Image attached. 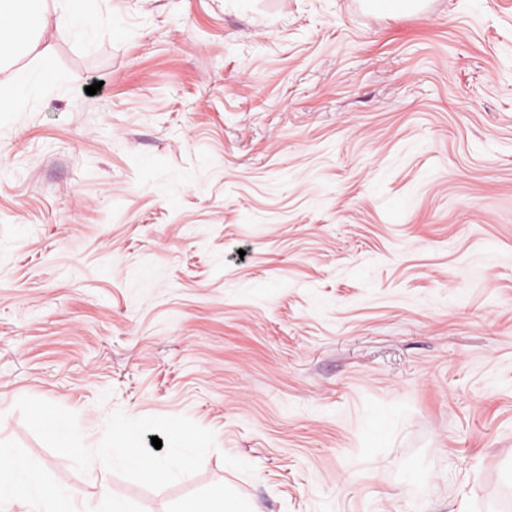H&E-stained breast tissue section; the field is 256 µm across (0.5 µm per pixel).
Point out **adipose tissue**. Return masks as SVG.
Here are the masks:
<instances>
[{
    "mask_svg": "<svg viewBox=\"0 0 512 512\" xmlns=\"http://www.w3.org/2000/svg\"><path fill=\"white\" fill-rule=\"evenodd\" d=\"M9 498L25 499L36 504V512H65L69 494L61 488L45 486L30 474L27 467L10 450H0V490Z\"/></svg>",
    "mask_w": 512,
    "mask_h": 512,
    "instance_id": "ef3b65f1",
    "label": "adipose tissue"
}]
</instances>
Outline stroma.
Here are the masks:
<instances>
[{
    "label": "stroma",
    "instance_id": "1",
    "mask_svg": "<svg viewBox=\"0 0 512 512\" xmlns=\"http://www.w3.org/2000/svg\"><path fill=\"white\" fill-rule=\"evenodd\" d=\"M32 8L0 445L72 512H512V0ZM57 2L62 12L66 14L69 25L76 31L93 35L97 32L99 18L95 11H88L84 7H77L76 3L80 0H58ZM197 448L183 446L174 448L173 452L165 457H145L142 471L151 479L174 478L186 470L194 459Z\"/></svg>",
    "mask_w": 512,
    "mask_h": 512
}]
</instances>
